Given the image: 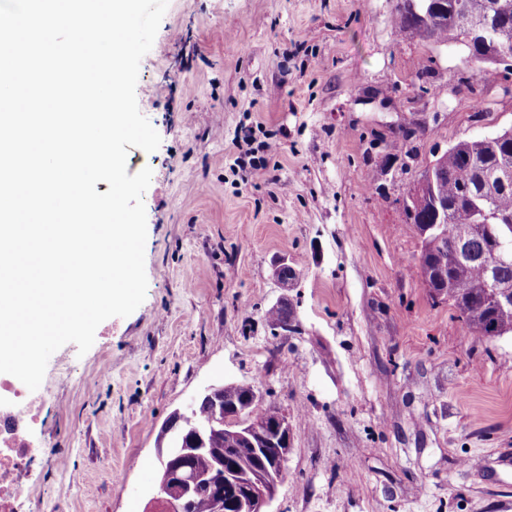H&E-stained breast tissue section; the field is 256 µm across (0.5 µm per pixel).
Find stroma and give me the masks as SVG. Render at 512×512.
I'll return each instance as SVG.
<instances>
[{
  "instance_id": "35a3bbf8",
  "label": "stroma",
  "mask_w": 512,
  "mask_h": 512,
  "mask_svg": "<svg viewBox=\"0 0 512 512\" xmlns=\"http://www.w3.org/2000/svg\"><path fill=\"white\" fill-rule=\"evenodd\" d=\"M395 6L169 0L136 85L161 144L127 155L146 298L50 357L14 512H147L162 426L227 382L288 416L271 512H512V335L430 299L404 213L436 148L512 127V76L400 39ZM245 137L276 182L232 170Z\"/></svg>"
}]
</instances>
